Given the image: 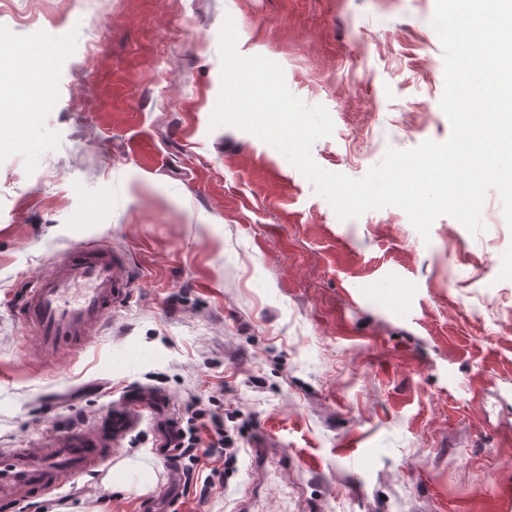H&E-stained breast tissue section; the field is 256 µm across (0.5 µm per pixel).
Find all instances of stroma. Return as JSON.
<instances>
[{
	"label": "stroma",
	"mask_w": 512,
	"mask_h": 512,
	"mask_svg": "<svg viewBox=\"0 0 512 512\" xmlns=\"http://www.w3.org/2000/svg\"><path fill=\"white\" fill-rule=\"evenodd\" d=\"M435 0H42L0 10V448L92 431L129 391L141 411L112 449L138 461L59 491L62 512H512V227L496 190L484 230L400 208L339 219L275 147L212 126L219 33L324 106V170L359 179L388 150L445 142ZM63 45L34 107L19 47ZM121 250L132 296L85 350L20 357L13 304L57 253ZM456 287H449V280ZM238 441L234 469L167 461L194 402ZM286 471L260 469V442ZM154 486L137 490L141 469Z\"/></svg>",
	"instance_id": "stroma-1"
}]
</instances>
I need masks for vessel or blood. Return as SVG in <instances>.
<instances>
[{"label": "vessel or blood", "mask_w": 512, "mask_h": 512, "mask_svg": "<svg viewBox=\"0 0 512 512\" xmlns=\"http://www.w3.org/2000/svg\"><path fill=\"white\" fill-rule=\"evenodd\" d=\"M131 294L125 257L111 245L91 241L66 249L47 274L32 280L16 310L29 331L22 347L43 357L80 351ZM135 399L136 407L112 408L94 433L73 431L34 448H0V512H11L18 503L57 491L72 476L106 464L113 442L136 422L137 408L158 402L148 391Z\"/></svg>", "instance_id": "1"}]
</instances>
